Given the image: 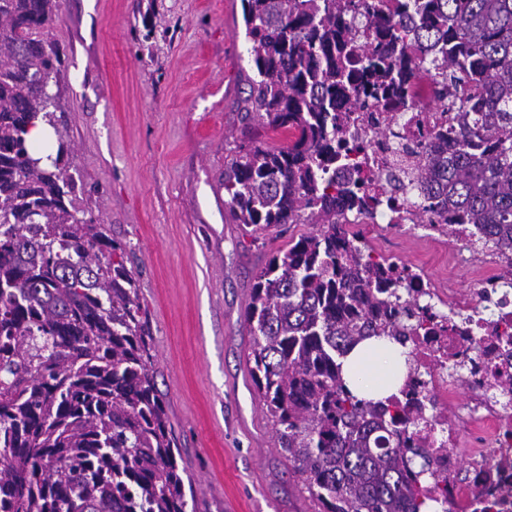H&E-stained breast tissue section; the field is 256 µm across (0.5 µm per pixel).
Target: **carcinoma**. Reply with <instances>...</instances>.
<instances>
[{
	"instance_id": "cac0c4a2",
	"label": "carcinoma",
	"mask_w": 512,
	"mask_h": 512,
	"mask_svg": "<svg viewBox=\"0 0 512 512\" xmlns=\"http://www.w3.org/2000/svg\"><path fill=\"white\" fill-rule=\"evenodd\" d=\"M60 0H0V512H197L150 373L138 288L123 245L76 216L67 145L37 155V118L60 68ZM255 77L248 109L288 144L241 145L224 169L227 203L253 232L314 224L256 277L246 320L252 375L279 448L321 512L448 510L434 448L406 437L434 402L358 398L343 359L360 343L405 345L418 298L360 236L336 223L337 134L367 110L403 112L406 79L427 64L449 99L454 150L410 163L406 191L448 197L512 278V0H245ZM346 96V111L336 98Z\"/></svg>"
}]
</instances>
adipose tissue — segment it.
I'll return each mask as SVG.
<instances>
[{
	"label": "adipose tissue",
	"instance_id": "adipose-tissue-1",
	"mask_svg": "<svg viewBox=\"0 0 512 512\" xmlns=\"http://www.w3.org/2000/svg\"><path fill=\"white\" fill-rule=\"evenodd\" d=\"M345 379L357 397L383 399L395 393L405 373V357L400 347L385 341L369 340L346 358Z\"/></svg>",
	"mask_w": 512,
	"mask_h": 512
}]
</instances>
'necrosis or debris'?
Segmentation results:
<instances>
[{
  "label": "necrosis or debris",
  "mask_w": 512,
  "mask_h": 512,
  "mask_svg": "<svg viewBox=\"0 0 512 512\" xmlns=\"http://www.w3.org/2000/svg\"><path fill=\"white\" fill-rule=\"evenodd\" d=\"M409 107L414 122L401 137L381 136L386 115L378 111L367 113L364 123L343 129V137L379 160L380 167L362 169L359 155H350L336 166L337 183L368 177L378 187L398 162L413 160L426 144L436 143L444 152L451 149L448 128L440 120L437 87L423 70L415 72ZM424 206L422 222H408L412 201L404 194L393 205L375 208L371 221L410 236L442 240L436 214L445 208L444 199L430 198ZM490 263L488 254L475 255L470 265L477 274L476 295L449 289L445 310L435 311L436 323L448 328L445 335L412 340L426 389L441 404L456 400V386L446 367L449 358L464 353L477 365L470 377L471 400L461 415L473 435L472 446L459 449L457 429L447 420H432L421 428L430 447L439 451L437 467L448 475V500L456 512H481V503L471 495L476 486L495 501L496 512H512V281L500 278Z\"/></svg>",
  "instance_id": "obj_1"
}]
</instances>
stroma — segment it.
I'll use <instances>...</instances> for the list:
<instances>
[{"mask_svg":"<svg viewBox=\"0 0 512 512\" xmlns=\"http://www.w3.org/2000/svg\"><path fill=\"white\" fill-rule=\"evenodd\" d=\"M56 128L80 177L79 209L126 247L151 335V371L198 512H318L276 446L251 378L249 293L276 251L237 224L224 169L254 125L242 0H62ZM373 254L419 267L436 289L476 279L444 245L359 227Z\"/></svg>","mask_w":512,"mask_h":512,"instance_id":"obj_1","label":"stroma"}]
</instances>
